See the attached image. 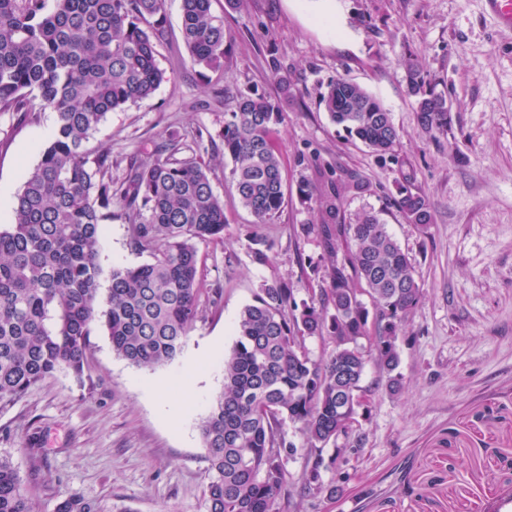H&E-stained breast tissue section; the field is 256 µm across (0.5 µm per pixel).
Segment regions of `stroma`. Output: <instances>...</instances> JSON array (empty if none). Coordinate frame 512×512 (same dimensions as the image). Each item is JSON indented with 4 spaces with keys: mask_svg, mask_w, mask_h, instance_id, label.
Wrapping results in <instances>:
<instances>
[{
    "mask_svg": "<svg viewBox=\"0 0 512 512\" xmlns=\"http://www.w3.org/2000/svg\"><path fill=\"white\" fill-rule=\"evenodd\" d=\"M212 9L224 18L223 75L191 68L181 0H165L156 59L166 81L110 113L85 145L93 155L110 151L116 186L130 160L153 158L168 138L178 157L209 163L226 224L223 240L196 245L203 316L183 353L153 370L116 356L93 329L82 378L59 372L0 404V455L10 456L35 512H55L72 495L107 512H206L199 424L223 387L224 364L211 365L175 422L164 409L183 390L163 399L154 386L212 344L232 349L237 318L266 281H287L300 304L318 297L330 266L317 238L299 233L315 222L318 202L301 201L297 185L330 190L347 168L370 185L350 196L347 211L379 213L423 295L398 339L402 389L379 386L375 363L367 364L362 443L341 438L325 448L335 463L323 471L320 493L305 485V451L285 458L284 512H512V28L484 0H240L233 8L212 0ZM411 59L447 95L448 133L421 128L405 80ZM338 77L390 112L400 131L395 155L373 154L330 121L320 98ZM250 93L278 100L284 112L272 142L286 200L266 224L240 205L220 138L237 98ZM54 132L52 111L25 121L0 112L1 228ZM403 187L427 199V229L395 207ZM258 237L270 263L253 257ZM150 259L113 210L103 224V271Z\"/></svg>",
    "mask_w": 512,
    "mask_h": 512,
    "instance_id": "obj_1",
    "label": "stroma"
}]
</instances>
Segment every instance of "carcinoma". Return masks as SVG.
<instances>
[{"instance_id": "obj_1", "label": "carcinoma", "mask_w": 512, "mask_h": 512, "mask_svg": "<svg viewBox=\"0 0 512 512\" xmlns=\"http://www.w3.org/2000/svg\"><path fill=\"white\" fill-rule=\"evenodd\" d=\"M165 36L164 0H0V112L22 118L38 109L56 114L54 139L30 170L9 228L0 230V403L21 397L57 372L82 377L92 326L130 364L155 369L173 362L202 313L197 241L224 238V202L214 194L209 165L198 158L156 156L131 166L112 188L108 153L84 144L107 115L150 98L166 80L156 62ZM182 36L191 64L224 73V19L211 0H182ZM410 94L422 127L446 133L448 99L407 65ZM330 120L372 152H393L399 130L382 104L345 78L322 94ZM281 106L261 94L242 95L221 133L233 162L241 205L259 224L285 203L281 164L271 141ZM369 184L343 169L336 191L323 194L316 233L331 268L318 303L298 304L288 282H266L236 323L224 355V386L200 424L209 462L207 512H283L288 474L284 456L303 449L307 488L323 490V451L354 438L368 358L386 388L402 387L399 327L419 303L415 267L372 211L346 216L347 193ZM118 204L130 242L149 250L148 263L112 270L101 288V224ZM399 211L422 229L431 223L425 198L400 191ZM369 297L367 307L361 296ZM374 337L369 347L360 340ZM334 348L315 360L312 336ZM300 442L286 439L285 421ZM0 512H33L18 472L0 456ZM56 512H103L79 496Z\"/></svg>"}]
</instances>
